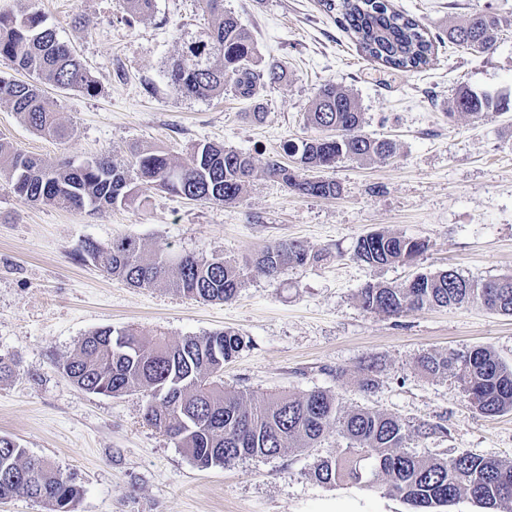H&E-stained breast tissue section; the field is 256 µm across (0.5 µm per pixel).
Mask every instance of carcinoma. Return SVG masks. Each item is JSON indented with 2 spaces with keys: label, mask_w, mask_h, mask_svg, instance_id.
<instances>
[{
  "label": "carcinoma",
  "mask_w": 512,
  "mask_h": 512,
  "mask_svg": "<svg viewBox=\"0 0 512 512\" xmlns=\"http://www.w3.org/2000/svg\"><path fill=\"white\" fill-rule=\"evenodd\" d=\"M155 0H123L129 20L149 16ZM336 12L369 60L403 72L424 67L434 52V39L419 22L397 10L389 0H322ZM213 17L208 29L181 38L182 49L165 69L172 88L182 97L219 96L231 90L253 98L259 88L286 78L277 63L258 59L250 33L224 14V0H200ZM502 21L490 14H472L448 30L449 42L474 51L495 45ZM0 57L33 77L31 82L0 78V102L31 130L62 139L66 128L43 94L40 84L93 96L95 79L76 51L45 26L41 14L15 15L0 10ZM512 100L495 98L463 87L456 92L453 111L478 118L490 110H509ZM317 131L286 152L299 156L291 169L276 159L266 175L306 197H331L340 185L321 175L340 158L386 160L396 153L389 140L362 132L364 117L357 97L327 83L320 87L304 116ZM255 172L251 155L231 147L203 143L184 159L163 148L136 147L127 164L88 159L78 165L28 155L0 139V175L28 200L69 210L125 205L150 188L167 190L204 203L232 204ZM428 249L422 239L387 231L361 236L356 260L371 268L415 262ZM74 257L89 261L136 288L165 283L203 302L233 299L246 273L219 256H168L150 253L132 237L108 244L85 240ZM319 260L303 245L279 241L266 246L257 267L274 274L284 265L304 266ZM367 312L400 317L435 307L478 300L496 313L512 315V275L473 279L448 269L419 273L402 286L368 283L357 294ZM248 347L238 332L222 330L206 336H186L172 344L162 332L132 328H101L86 336L62 370L80 389L116 396L146 398L144 419L163 432L201 469L236 461L276 457L286 448L304 452L316 448L332 431L347 441V452L317 458L314 479L325 485L350 482L385 487L388 494L410 505L413 512L469 496L485 509L512 500V462L462 454L425 457L406 449L415 436L446 431L441 424L406 423L361 407L340 412L336 397L312 390L300 397L273 395L253 402L224 390V363ZM418 364L427 375H448L482 415L512 411V368L488 347H473L451 356L425 352ZM82 489L75 477L28 453L15 439L0 435V500L27 497L46 505L48 512H76Z\"/></svg>",
  "instance_id": "carcinoma-1"
}]
</instances>
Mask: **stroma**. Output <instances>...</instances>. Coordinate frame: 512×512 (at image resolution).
Instances as JSON below:
<instances>
[{"instance_id": "35a3bbf8", "label": "stroma", "mask_w": 512, "mask_h": 512, "mask_svg": "<svg viewBox=\"0 0 512 512\" xmlns=\"http://www.w3.org/2000/svg\"><path fill=\"white\" fill-rule=\"evenodd\" d=\"M438 35L476 12L506 23L493 49L475 53L437 43L424 68L402 72L366 59L321 0H224L252 35L264 62L288 71L255 98L233 93L185 98L164 67L183 32L212 23L198 0H155L153 13L128 24L121 0H0V10L39 12L71 45L99 85L88 96L43 84L68 135L57 140L25 126L0 103V138L27 154L81 163L126 164L133 145L184 157L199 143L249 153L257 170L241 200L202 203L151 190L145 203L68 211L35 204L0 176V353L15 375L0 381V434L75 474L77 512H322L326 502H358L361 512H411L381 487L322 485L316 458L343 454L329 434L306 452L198 468L143 419L141 395L105 396L74 385L59 368L103 327L166 332L170 341L222 330L249 345L224 366V386L255 400L313 390L335 395L341 411L368 406L404 421L444 425L410 450L512 461V412H477L450 377L422 375L424 351L442 355L486 346L512 366V316L473 301L389 317L361 309L366 283L398 286L416 273L452 268L486 279L512 275V111L451 115L456 89L512 99V0H391ZM327 82L354 93L365 133L394 141L395 157L338 161L327 172L335 197L299 195L268 179V160L297 165L288 144L311 136L303 121ZM261 119H254V108ZM385 230L426 240L414 264L371 268L353 256L358 238ZM138 239L151 252L221 256L246 269L237 297L197 301L167 285L134 288L80 263L85 239ZM302 242L319 262L270 276L256 259L268 244ZM378 365V383L361 391V368Z\"/></svg>"}]
</instances>
